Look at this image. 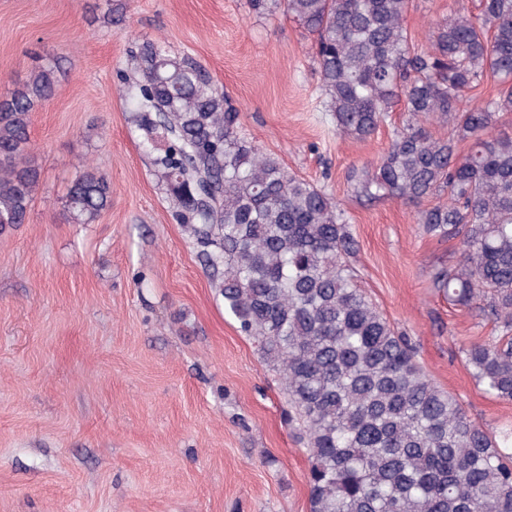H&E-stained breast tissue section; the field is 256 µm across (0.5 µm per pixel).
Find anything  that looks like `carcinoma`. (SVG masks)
<instances>
[{
  "instance_id": "1",
  "label": "carcinoma",
  "mask_w": 512,
  "mask_h": 512,
  "mask_svg": "<svg viewBox=\"0 0 512 512\" xmlns=\"http://www.w3.org/2000/svg\"><path fill=\"white\" fill-rule=\"evenodd\" d=\"M284 8L312 36L336 130L371 137L404 103L408 119L380 161L352 175L370 200L418 209L426 234L461 239L458 262L433 274L449 301L503 335L473 342L465 362L512 401V0H479L420 49L403 22L410 0H250ZM135 123L159 180L218 280L224 311L280 375L306 439L310 512H512V431L495 436L440 388L357 284L358 245L336 200L239 137L240 113L189 57L140 48ZM59 60L0 98V234L26 222L41 171L30 157L34 109L54 93ZM496 93L477 98L485 82ZM444 123L437 136L428 124ZM112 205L96 168L69 188L73 224Z\"/></svg>"
}]
</instances>
